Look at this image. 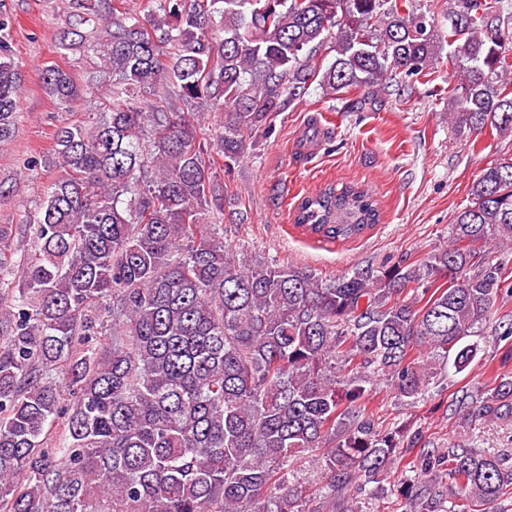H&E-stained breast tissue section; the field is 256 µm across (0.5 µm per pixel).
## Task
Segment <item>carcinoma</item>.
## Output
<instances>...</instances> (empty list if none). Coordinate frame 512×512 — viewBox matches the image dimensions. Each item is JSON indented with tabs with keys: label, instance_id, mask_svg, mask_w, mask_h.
Instances as JSON below:
<instances>
[{
	"label": "carcinoma",
	"instance_id": "cac0c4a2",
	"mask_svg": "<svg viewBox=\"0 0 512 512\" xmlns=\"http://www.w3.org/2000/svg\"><path fill=\"white\" fill-rule=\"evenodd\" d=\"M74 38L98 42L107 110L62 123L52 164L24 224L0 225V512H354L349 487L372 493L401 465L407 512H509L512 457L380 428L368 407L369 368L416 399L436 377L413 354L427 346L454 373L496 324L512 336V157L488 163L455 213L448 245L381 270L332 281L309 269L240 256L219 236L224 184L197 141L196 113L224 114L217 147L235 162L274 112L314 81L399 94L447 60L457 127L512 133V12L502 0H448V28L391 0H148L140 14L111 0H65ZM224 38L211 36L215 20ZM0 15V141L19 116L22 74ZM334 53L323 64L321 51ZM45 92L66 106L81 93L59 67ZM164 92L188 111L135 102ZM380 220L353 184L303 197L293 223L320 240L359 239ZM30 248L18 263L14 238ZM110 322L112 345L89 346ZM512 345L493 385L455 397L467 425L512 416ZM62 366L74 399L61 405ZM62 415L65 438L45 446ZM323 450L327 480L311 493L282 481L288 461ZM451 506H445L448 498Z\"/></svg>",
	"mask_w": 512,
	"mask_h": 512
}]
</instances>
